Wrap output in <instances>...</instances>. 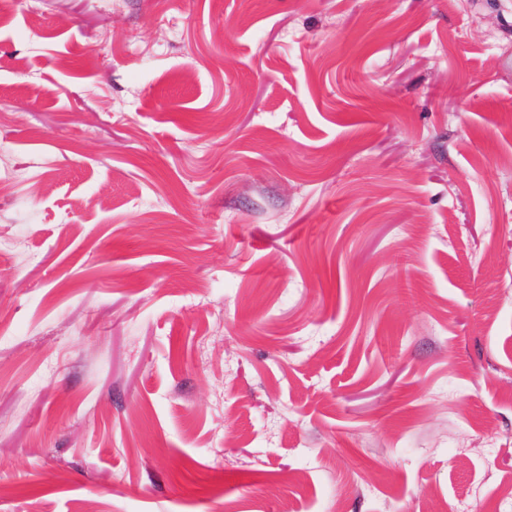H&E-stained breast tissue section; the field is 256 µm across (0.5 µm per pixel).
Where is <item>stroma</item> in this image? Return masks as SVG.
Segmentation results:
<instances>
[{
	"mask_svg": "<svg viewBox=\"0 0 512 512\" xmlns=\"http://www.w3.org/2000/svg\"><path fill=\"white\" fill-rule=\"evenodd\" d=\"M512 512V0H0V512Z\"/></svg>",
	"mask_w": 512,
	"mask_h": 512,
	"instance_id": "1",
	"label": "stroma"
}]
</instances>
